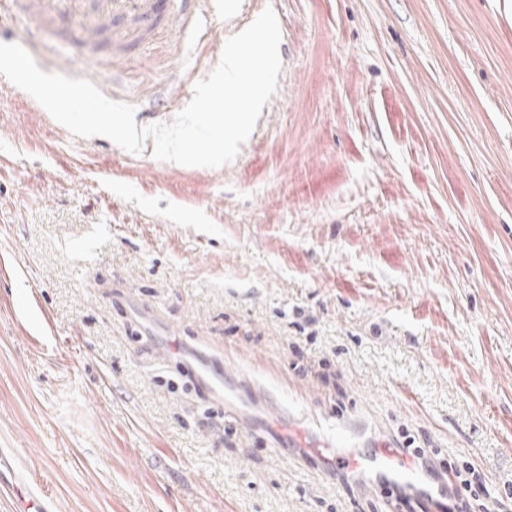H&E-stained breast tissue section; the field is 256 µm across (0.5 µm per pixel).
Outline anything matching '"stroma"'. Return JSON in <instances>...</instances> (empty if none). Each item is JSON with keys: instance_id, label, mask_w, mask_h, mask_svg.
<instances>
[{"instance_id": "stroma-1", "label": "stroma", "mask_w": 512, "mask_h": 512, "mask_svg": "<svg viewBox=\"0 0 512 512\" xmlns=\"http://www.w3.org/2000/svg\"><path fill=\"white\" fill-rule=\"evenodd\" d=\"M224 2L122 58L0 9L140 127L269 6L282 61L218 168L73 136L0 76V453L52 512H422L332 463L413 446L512 512V0Z\"/></svg>"}]
</instances>
